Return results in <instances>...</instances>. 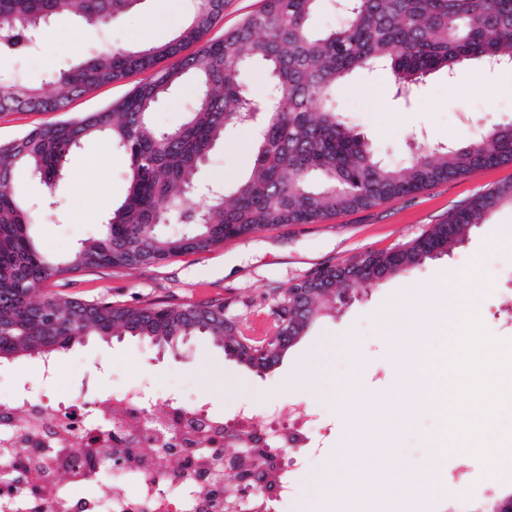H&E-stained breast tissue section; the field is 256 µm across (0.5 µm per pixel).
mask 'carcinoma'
<instances>
[{
    "mask_svg": "<svg viewBox=\"0 0 512 512\" xmlns=\"http://www.w3.org/2000/svg\"><path fill=\"white\" fill-rule=\"evenodd\" d=\"M136 2L0 0V55H20L36 45L61 10L103 29ZM190 2L189 23L168 43L83 56L52 76L51 89L0 77V111L62 112L72 96L133 71H153L150 80L99 112L0 141V361L55 357L90 335L104 342L132 336L168 349L200 336L254 368L255 351L241 342L243 332L228 316L233 301L128 306L58 295L37 299L35 293L54 277L88 271L91 260L99 271L159 264L272 227L372 208L512 162L508 123L465 144L413 142L406 160L392 163L344 120L335 100L336 88L349 76L378 67L390 71L396 94L406 98L434 72L453 74L467 61L512 62V0H331L342 5L343 21L320 33L311 19L325 0H264L259 12L216 41L207 34L224 11V0ZM190 44L198 50L181 56ZM166 60L172 64L160 66ZM254 61L268 74L260 97L244 77ZM188 73L200 88L192 110L178 127L156 129L157 104ZM249 112L262 115L250 174L229 193L200 187L199 172L210 151ZM99 134L108 135L126 158L127 195L97 236L81 241L67 258L53 260L32 238L35 215L15 196L14 171L26 165L51 188L68 154ZM504 205L512 206V182L477 196L395 251L355 257L357 283L370 287L452 251ZM173 223L182 225L181 232L160 231ZM312 277L329 287L308 298L305 315L296 303L309 280L290 286L276 300L272 335H305L352 289L327 267Z\"/></svg>",
    "mask_w": 512,
    "mask_h": 512,
    "instance_id": "cac0c4a2",
    "label": "carcinoma"
}]
</instances>
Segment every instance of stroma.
Returning <instances> with one entry per match:
<instances>
[{
	"mask_svg": "<svg viewBox=\"0 0 512 512\" xmlns=\"http://www.w3.org/2000/svg\"><path fill=\"white\" fill-rule=\"evenodd\" d=\"M185 19L183 0H140L105 30L89 28L62 11L34 53L0 56V72L42 82L69 67L77 56L129 47L135 35L155 44L167 42L177 35ZM147 78L144 72L130 73L72 99L62 114L0 112V140L65 116L100 111ZM336 100L347 121L377 151L398 161L407 154L411 134L432 142L464 143L482 130L512 121V66L490 70L470 61L451 78L442 71L430 74L406 100L396 97L389 72L377 69L350 77L338 89ZM253 136V126L245 124L217 145L204 168L205 180L229 187L246 175L252 162ZM90 155L98 165L94 173L86 166ZM126 170L124 156L105 135L68 155L64 174L53 189H46L27 168L18 167L14 173L16 192L37 212L32 227L36 245L59 260L79 240L95 235L126 196ZM510 182L512 163L478 169L370 209L320 223L271 228L160 264L65 274L44 283L40 292L86 300L107 298L126 305L147 299L180 305L236 299L240 305L232 309V316L260 335L270 322L278 295L311 272L368 252L398 249L444 222L450 212L479 194ZM504 230L512 232V208L507 206L489 215L487 223L476 227L452 254L440 255L371 287L357 285L347 304L314 323L271 370L259 372L240 364L205 339L171 351L125 336L107 344L92 338L63 352V379L81 378L89 385L115 390L146 376L151 380L153 402L176 392L185 403L203 399L211 412L224 415L248 404L259 420L272 403L306 401L325 430L313 436L315 451L298 470L293 495L280 500L276 508V512H304L321 490L334 495L346 492L347 475L333 460L336 443L348 426L368 427L375 396L394 389L405 400L413 395L415 388L407 374L416 345H442L445 324L455 322L460 312L457 288L471 261L480 260L483 273L493 283L490 292L477 295L483 323L496 337L512 340V325H504L500 311L503 295L512 291V248L492 242ZM409 308L416 315L406 338L388 339L384 314ZM311 374L318 384L310 391L302 381ZM347 376L356 384L351 395L341 400L334 383ZM340 401L347 408L343 416L336 412ZM438 426L435 414L422 413L401 425L380 447L371 449L363 457L362 467L371 473L389 462L411 472L416 482L413 493L423 496L424 512H484L492 502L512 495V469L503 477H488L475 457L455 451L449 452L446 461L451 494L429 495L434 463L425 437Z\"/></svg>",
	"mask_w": 512,
	"mask_h": 512,
	"instance_id": "1",
	"label": "stroma"
}]
</instances>
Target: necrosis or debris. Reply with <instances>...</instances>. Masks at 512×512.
Returning a JSON list of instances; mask_svg holds the SVG:
<instances>
[{
  "label": "necrosis or debris",
  "instance_id": "4bbe7bcc",
  "mask_svg": "<svg viewBox=\"0 0 512 512\" xmlns=\"http://www.w3.org/2000/svg\"><path fill=\"white\" fill-rule=\"evenodd\" d=\"M139 387L115 392L71 387L61 400L38 397L19 389L0 401V457L21 456L25 463L23 485L38 488L37 498H21L18 487L0 481V512H10L6 501L21 500L20 512H185L179 500L168 495L171 487L195 490L194 512H273L264 492L245 488L240 480L214 487L201 456L173 465L171 449L199 447V430L221 432L228 448L226 469L237 472L239 463L269 471L279 495L293 485L296 459L291 448L310 442L313 417L304 404L293 407L291 417L271 410L263 429H256L249 409L233 417L210 412L201 402L181 405L178 399L143 411ZM120 445L130 453L125 472L134 474L138 493L121 492L116 470L110 469L107 448ZM95 449L98 469L107 470L94 494L81 499L59 483L67 477L74 485L83 477L72 466L84 449Z\"/></svg>",
  "mask_w": 512,
  "mask_h": 512
}]
</instances>
